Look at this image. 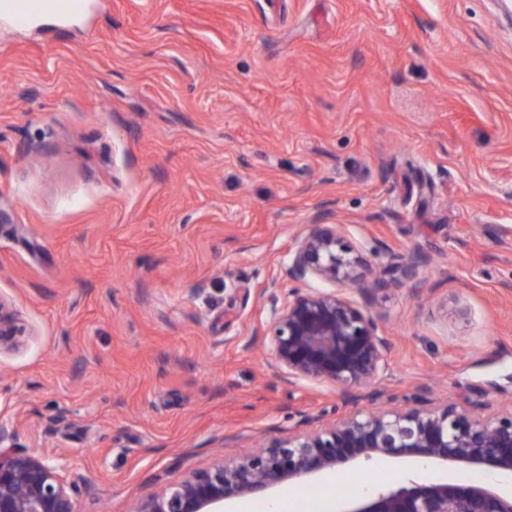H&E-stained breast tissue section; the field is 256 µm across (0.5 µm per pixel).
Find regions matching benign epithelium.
<instances>
[{
  "mask_svg": "<svg viewBox=\"0 0 512 512\" xmlns=\"http://www.w3.org/2000/svg\"><path fill=\"white\" fill-rule=\"evenodd\" d=\"M431 259L415 252L403 262L369 273L334 224H309L288 252L292 282L339 285L332 291L295 289L279 298L280 283L259 292L267 306L264 336L273 373L284 383L330 382L353 402L355 392L374 388L387 369L389 336L370 308V298L389 288L420 294ZM355 292L361 301L352 299ZM24 328L14 304L0 296V354L18 350ZM402 408L378 405L350 411L326 425L303 414L299 430L284 439L259 441L242 456L225 455L211 467L189 473L135 501L129 512H224L242 498L264 500L282 486L375 460L414 459L466 472L489 466L512 479V406L466 395L437 403L421 389ZM79 477L65 476L54 455L16 447L15 433L0 424V512H78ZM336 512H512V493L489 480L427 479L409 485L369 488L336 500Z\"/></svg>",
  "mask_w": 512,
  "mask_h": 512,
  "instance_id": "1",
  "label": "benign epithelium"
}]
</instances>
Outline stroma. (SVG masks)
Here are the masks:
<instances>
[{
  "mask_svg": "<svg viewBox=\"0 0 512 512\" xmlns=\"http://www.w3.org/2000/svg\"><path fill=\"white\" fill-rule=\"evenodd\" d=\"M0 422L132 502L300 413L258 292L306 224L373 268L422 250L424 296L375 294L381 383L512 397V16L497 0H89L0 21ZM67 416L57 427L58 413ZM14 304L0 296V355L18 350L22 345L24 328L19 324Z\"/></svg>",
  "mask_w": 512,
  "mask_h": 512,
  "instance_id": "1",
  "label": "stroma"
}]
</instances>
